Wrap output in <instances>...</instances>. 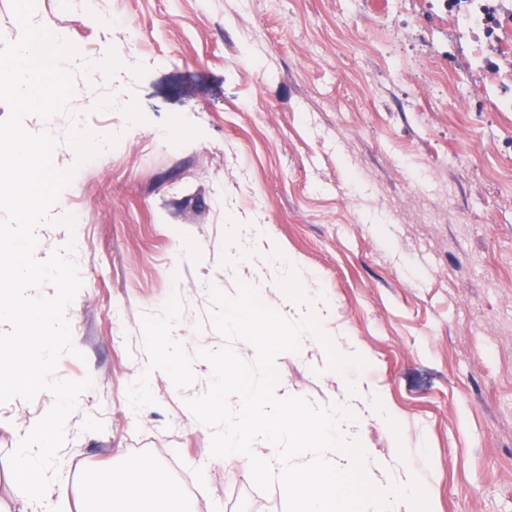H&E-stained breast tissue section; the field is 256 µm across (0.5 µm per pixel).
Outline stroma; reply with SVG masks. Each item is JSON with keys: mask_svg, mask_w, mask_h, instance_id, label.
<instances>
[{"mask_svg": "<svg viewBox=\"0 0 512 512\" xmlns=\"http://www.w3.org/2000/svg\"><path fill=\"white\" fill-rule=\"evenodd\" d=\"M472 2L98 0L92 14L36 0L34 23L76 49L67 108L24 123L73 169L58 202L84 240L76 352L55 371L91 381L58 456L70 501L98 468L147 458L192 480L194 512H284L277 488L212 456L186 405L210 383L198 351L226 344L211 288L279 303L274 249L329 301L328 335L363 352L332 379L325 346L282 353L279 383L316 405L372 389L399 431L364 419L365 464L414 475L432 512H512V18L473 26ZM108 42L133 80L120 90L101 72L90 110L84 64ZM75 130L117 141L82 161ZM254 223L264 238L233 256L226 225ZM169 320L191 337L190 372L156 368L137 394ZM54 403L44 390L0 404V512H29L13 450Z\"/></svg>", "mask_w": 512, "mask_h": 512, "instance_id": "1", "label": "stroma"}]
</instances>
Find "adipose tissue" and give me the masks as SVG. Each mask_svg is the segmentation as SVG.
<instances>
[{"label":"adipose tissue","mask_w":512,"mask_h":512,"mask_svg":"<svg viewBox=\"0 0 512 512\" xmlns=\"http://www.w3.org/2000/svg\"><path fill=\"white\" fill-rule=\"evenodd\" d=\"M62 428L59 422L30 428L14 451L13 477L39 512H58L68 494L65 484H50L45 467L56 451L52 437ZM89 484L91 494L77 501V512H191L180 485L153 461L93 472Z\"/></svg>","instance_id":"1"}]
</instances>
